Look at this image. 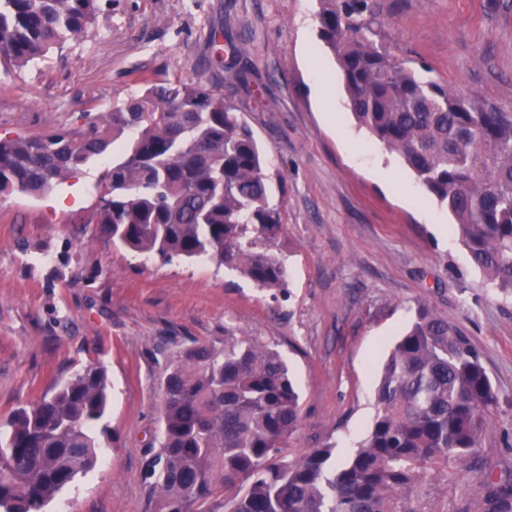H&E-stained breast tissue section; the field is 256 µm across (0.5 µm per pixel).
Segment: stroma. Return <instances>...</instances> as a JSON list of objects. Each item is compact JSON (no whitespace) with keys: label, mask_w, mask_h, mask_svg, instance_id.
Instances as JSON below:
<instances>
[{"label":"stroma","mask_w":512,"mask_h":512,"mask_svg":"<svg viewBox=\"0 0 512 512\" xmlns=\"http://www.w3.org/2000/svg\"><path fill=\"white\" fill-rule=\"evenodd\" d=\"M395 53L428 78L512 112V0H378ZM319 0H111L89 36L20 72L0 69V134L78 124L141 94L134 71L223 86L269 165L281 231L270 248L288 285L255 287L208 261L161 263L113 245L89 217L95 161L42 197L0 196V421L91 363L110 411L98 462L46 512H153L141 471L159 427L160 379L183 344L228 336L277 349L299 383L288 450L346 458L375 416L389 349L427 304L482 354L512 433V295L473 267L448 211L398 155L359 129ZM224 30L211 63V28ZM477 473L421 475L407 512H484Z\"/></svg>","instance_id":"35a3bbf8"}]
</instances>
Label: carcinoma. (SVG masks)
<instances>
[{"mask_svg": "<svg viewBox=\"0 0 512 512\" xmlns=\"http://www.w3.org/2000/svg\"><path fill=\"white\" fill-rule=\"evenodd\" d=\"M321 39L335 55L352 115L398 154L455 219L472 264L512 293V112L416 73L389 50L376 0H320ZM100 0H0V67L20 71L88 37ZM105 116L37 134L0 135V195H40L134 137L91 191L89 222L164 264L206 259L259 288L286 268L259 247L280 232L265 159L251 127L212 82L157 81ZM105 368L89 364L0 424V512H43L97 462L108 410ZM159 448L143 479L154 512H404L428 468L484 473L485 512H512V484L481 453L499 400L471 338L430 306L390 351L366 437L343 461L323 444L288 459L301 396L281 353L254 339L224 349L194 341L163 382Z\"/></svg>", "mask_w": 512, "mask_h": 512, "instance_id": "carcinoma-1", "label": "carcinoma"}]
</instances>
